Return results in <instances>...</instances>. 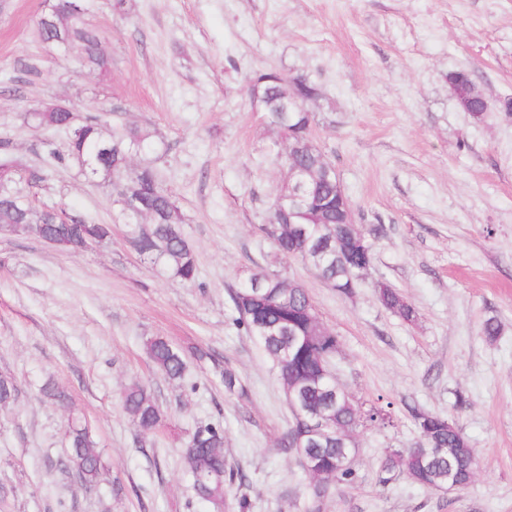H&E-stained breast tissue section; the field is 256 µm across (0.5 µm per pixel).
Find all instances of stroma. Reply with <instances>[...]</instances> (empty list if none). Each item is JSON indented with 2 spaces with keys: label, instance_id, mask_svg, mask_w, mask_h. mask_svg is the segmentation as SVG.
<instances>
[{
  "label": "stroma",
  "instance_id": "stroma-1",
  "mask_svg": "<svg viewBox=\"0 0 512 512\" xmlns=\"http://www.w3.org/2000/svg\"><path fill=\"white\" fill-rule=\"evenodd\" d=\"M45 0H0V143L19 169L7 186L35 207L114 227L69 252L0 232V512H215L198 500L183 457L196 427L224 429L247 512H512V0H124L95 17L110 56L92 71L78 48H50L35 21ZM272 68L321 89L314 143L336 170L374 263L353 297L298 259L272 262L263 233L284 170L250 102L248 78ZM466 70L488 101L462 111L446 77ZM49 104L84 120L151 132L136 156L157 170L184 216L198 279L181 284L135 252L112 187L72 164L66 132L26 111ZM267 270L301 282L340 340L333 367L355 400L390 401L392 426L358 428L355 479L313 501L296 454L279 442L291 411L277 369L232 322L228 291ZM382 279L417 310L403 322L376 299ZM497 318L490 341L481 326ZM185 352L170 380L143 342ZM232 369L244 394H228ZM140 383L165 413L141 434L124 391ZM65 400L49 398L46 388ZM447 416L478 461L472 484L446 492L383 481L388 449L419 440L413 411ZM89 428L105 468L82 490L65 468L69 423Z\"/></svg>",
  "mask_w": 512,
  "mask_h": 512
}]
</instances>
